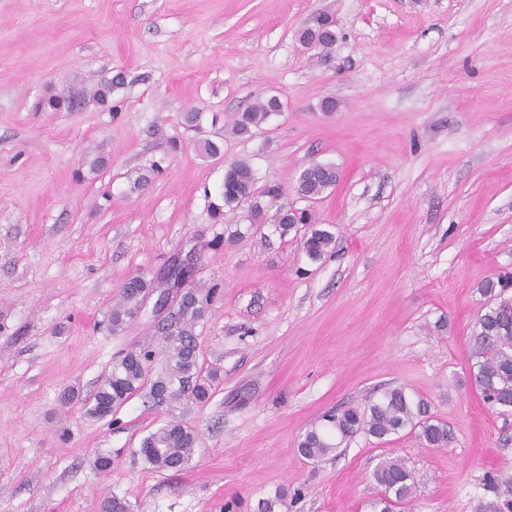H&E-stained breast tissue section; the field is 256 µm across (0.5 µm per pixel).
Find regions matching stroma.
<instances>
[{
	"label": "stroma",
	"mask_w": 512,
	"mask_h": 512,
	"mask_svg": "<svg viewBox=\"0 0 512 512\" xmlns=\"http://www.w3.org/2000/svg\"><path fill=\"white\" fill-rule=\"evenodd\" d=\"M321 14L335 44L301 47ZM273 94L281 111L234 135L235 115ZM214 128L224 151L207 158L196 142ZM238 160L334 233L322 262L279 236L275 208L253 231L243 210L214 223ZM315 162L340 179L311 201L296 179ZM179 255L211 295L195 328L218 371L211 399L170 409L140 393L88 418L81 400L113 358L161 343L151 297L109 331L123 283L165 289ZM503 273L512 0H0V512H101L113 494L130 512H257L280 490L284 512H369L372 470L392 456L417 486L402 512H486L512 498V413L470 385L468 351L479 287ZM386 383L430 403L448 447L360 434L300 455L324 413ZM68 387L79 399L65 405ZM172 418L199 441L184 469L160 471L138 449Z\"/></svg>",
	"instance_id": "stroma-1"
}]
</instances>
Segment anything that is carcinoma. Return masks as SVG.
Here are the masks:
<instances>
[{
  "instance_id": "1",
  "label": "carcinoma",
  "mask_w": 512,
  "mask_h": 512,
  "mask_svg": "<svg viewBox=\"0 0 512 512\" xmlns=\"http://www.w3.org/2000/svg\"><path fill=\"white\" fill-rule=\"evenodd\" d=\"M300 43H317L330 48L336 42V33L329 25L317 22L299 32ZM282 103L273 95L238 114L232 131L238 136H250L275 112ZM339 173L332 164L313 163L298 177L300 195L316 200L328 189L335 187ZM256 178L252 167L245 161L229 165L220 193L222 203L210 204L212 218L224 222V207H247L253 224L264 221L265 206L255 189ZM276 228L281 235L306 223L304 213H296L282 203L276 212ZM334 244L332 232L313 229L305 234L302 250L313 263L320 261ZM512 287V277L487 279L480 286L488 299L484 313L477 317L471 333L469 358L474 360L471 379L483 401L502 413L512 411V297L505 296ZM150 283L140 275L128 278L121 292V301L108 315L112 331L124 328L128 319L141 308L149 294ZM198 289L190 287L167 323L158 333L159 351H131L112 362V368L88 401L85 412L92 419H105L120 409L133 395L147 391L157 404L171 405L183 401L207 402L212 395L216 374L203 368L197 352L195 326L204 317L197 305ZM162 356L161 370L154 373L150 365L155 354ZM403 432L415 434L426 448H446L450 441L448 425L435 419L424 399H415L405 387L388 384L381 388L380 396L364 406L347 403L322 416L320 422L308 430L299 442V451L305 458L318 462L336 452L359 433L387 441ZM198 443L195 430L175 419L168 420L143 438L139 453L143 460L156 469L179 470L191 460ZM372 477L381 493L369 503L370 512H391L393 505L411 503L416 487L410 470L398 457H388L378 463ZM286 506V493L279 491L274 497L258 503V512H277Z\"/></svg>"
}]
</instances>
